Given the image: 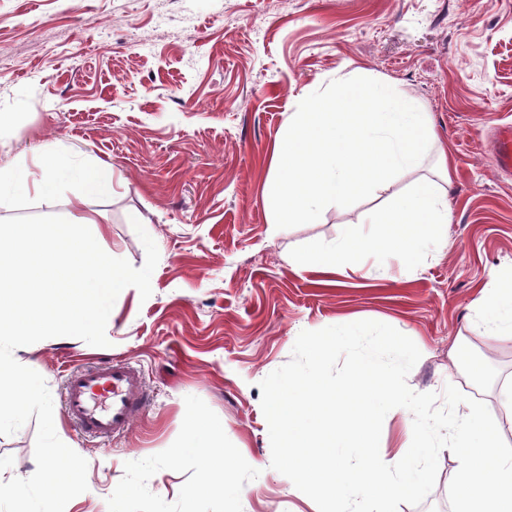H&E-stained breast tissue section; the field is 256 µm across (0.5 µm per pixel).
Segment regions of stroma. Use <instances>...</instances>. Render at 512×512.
Returning <instances> with one entry per match:
<instances>
[{"label":"stroma","instance_id":"obj_1","mask_svg":"<svg viewBox=\"0 0 512 512\" xmlns=\"http://www.w3.org/2000/svg\"><path fill=\"white\" fill-rule=\"evenodd\" d=\"M338 75L391 86L437 140L387 190L271 235L275 143L298 103ZM501 121H512V0H0V161L55 143L111 163L122 188L85 207L102 214L124 266L150 274L95 338L0 345V361L31 365L41 394L20 422L0 421V475L33 512H183L205 476L182 450L191 410L225 446L245 447L231 482L198 496L195 512H316L270 466L259 383L290 360L301 331L345 320L414 341L413 391L450 383L499 411L512 342H492L473 301L491 272L512 268V181L486 143ZM442 153L446 245L391 262L384 278L347 268L322 284L290 268L309 240L334 242L420 177L437 178ZM70 210L21 197L0 208V225L55 224ZM134 212L143 223H130ZM106 359L137 364L153 405L104 441L69 422L63 392L72 371ZM61 436L88 464L82 492L52 494L42 480ZM456 471L442 450L427 499L399 512H451Z\"/></svg>","mask_w":512,"mask_h":512}]
</instances>
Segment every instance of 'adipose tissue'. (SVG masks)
<instances>
[{"label": "adipose tissue", "mask_w": 512, "mask_h": 512, "mask_svg": "<svg viewBox=\"0 0 512 512\" xmlns=\"http://www.w3.org/2000/svg\"><path fill=\"white\" fill-rule=\"evenodd\" d=\"M41 174L31 179L27 167L0 163V206L17 194L32 193L54 205L73 191L75 208L61 224H11L0 228V340L17 336H94L113 321L112 301L131 288L146 287L147 271H128L101 245V233L89 232L94 215L84 211L86 201L112 196L116 191L110 163L74 162L55 145L40 149ZM367 232L344 233L334 243L310 242L289 256L296 271L329 278L350 265L369 273H386L395 257L412 262L430 243L442 242L448 222V191L433 180H417L413 189L387 209L368 218ZM474 306L493 340L512 341V269L491 274ZM39 391L29 370L0 363V420L19 419L35 404ZM191 440L187 451L208 462L234 457L225 448L224 433L207 428L195 412L184 415ZM84 461L70 451L68 442L54 444L45 471L48 484L74 491L83 486Z\"/></svg>", "instance_id": "1"}]
</instances>
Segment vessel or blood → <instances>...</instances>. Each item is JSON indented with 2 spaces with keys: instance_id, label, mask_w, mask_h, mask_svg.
I'll return each mask as SVG.
<instances>
[{
  "instance_id": "b4317fda",
  "label": "vessel or blood",
  "mask_w": 512,
  "mask_h": 512,
  "mask_svg": "<svg viewBox=\"0 0 512 512\" xmlns=\"http://www.w3.org/2000/svg\"><path fill=\"white\" fill-rule=\"evenodd\" d=\"M490 150L498 171L512 177V123L495 127ZM65 404L70 420L85 434L107 440L146 411L149 394L134 364L101 361L68 376Z\"/></svg>"
}]
</instances>
